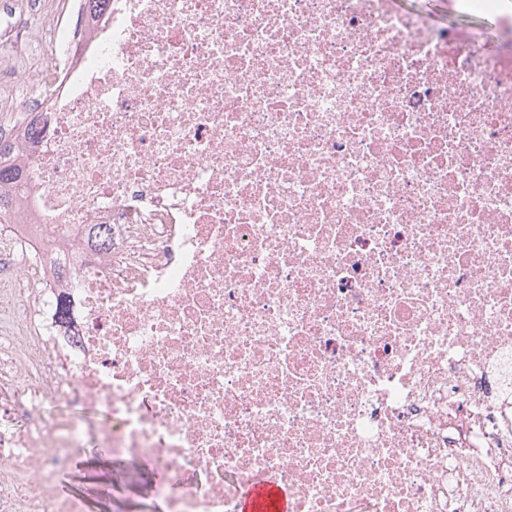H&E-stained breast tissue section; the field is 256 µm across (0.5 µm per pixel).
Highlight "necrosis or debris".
I'll return each instance as SVG.
<instances>
[{
  "label": "necrosis or debris",
  "mask_w": 512,
  "mask_h": 512,
  "mask_svg": "<svg viewBox=\"0 0 512 512\" xmlns=\"http://www.w3.org/2000/svg\"><path fill=\"white\" fill-rule=\"evenodd\" d=\"M86 4L0 42V512H512V0ZM412 6H419L432 14L439 21H459L466 20L457 14L453 8V0H407ZM23 171L11 163L0 162V211L9 208L12 204V197L9 193L3 192V186H18L23 180ZM76 460L71 462L57 476L56 490L61 496L82 493L88 489V485L83 480V475L77 471L78 467H74ZM287 496L275 485L258 483L242 495L241 512H289Z\"/></svg>",
  "instance_id": "necrosis-or-debris-1"
}]
</instances>
